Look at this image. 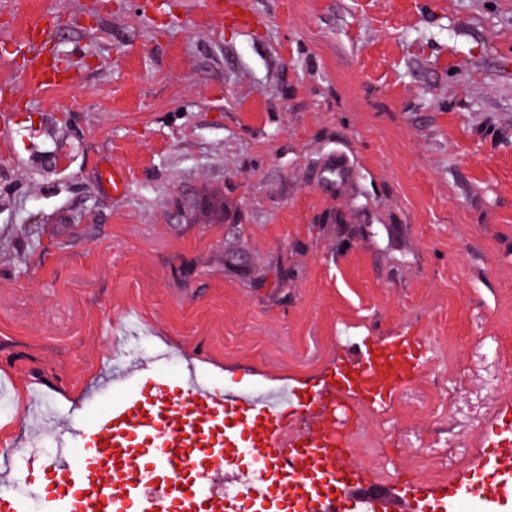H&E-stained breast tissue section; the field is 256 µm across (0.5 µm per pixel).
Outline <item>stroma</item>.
Segmentation results:
<instances>
[{"label": "stroma", "instance_id": "35a3bbf8", "mask_svg": "<svg viewBox=\"0 0 512 512\" xmlns=\"http://www.w3.org/2000/svg\"><path fill=\"white\" fill-rule=\"evenodd\" d=\"M248 2L246 27L214 0H0V475L181 381L132 331L217 390L415 336L424 371L357 402L351 449L415 512L512 406V0ZM37 53L59 84L27 80Z\"/></svg>", "mask_w": 512, "mask_h": 512}]
</instances>
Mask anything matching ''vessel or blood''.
Instances as JSON below:
<instances>
[{"label": "vessel or blood", "instance_id": "obj_1", "mask_svg": "<svg viewBox=\"0 0 512 512\" xmlns=\"http://www.w3.org/2000/svg\"><path fill=\"white\" fill-rule=\"evenodd\" d=\"M426 364L419 339L402 336L359 342L351 361L330 370L321 384L313 386L217 391L198 382L190 367L182 384L157 381L149 399L133 397L100 415L91 448H75L68 430L60 429L47 467L78 477V486L69 490L75 512H127L132 499L137 500L139 512H160L176 494L188 510L201 503L205 512H224V498L213 485L217 471L202 468L201 461L223 458L225 441H237L246 429L260 460L281 472H294L299 482L316 475L333 488L329 499L308 497L306 512H349L355 500L366 512H378L384 485L367 484L349 450L338 447L341 426L335 407L348 394L372 403L391 401ZM302 416L314 420L309 432L291 430L293 418ZM494 434L491 451L480 466L497 474L495 485L479 488L471 476L459 475L431 498V505L474 494L486 503L512 496L511 409L501 411ZM138 438L150 440L154 468L164 472V482L151 485L143 478L142 457L131 447ZM104 453L118 455L121 462L120 474L110 481L94 476L91 469L93 458ZM40 495L35 482L15 475L0 482V506L10 512H20L25 502Z\"/></svg>", "mask_w": 512, "mask_h": 512}]
</instances>
